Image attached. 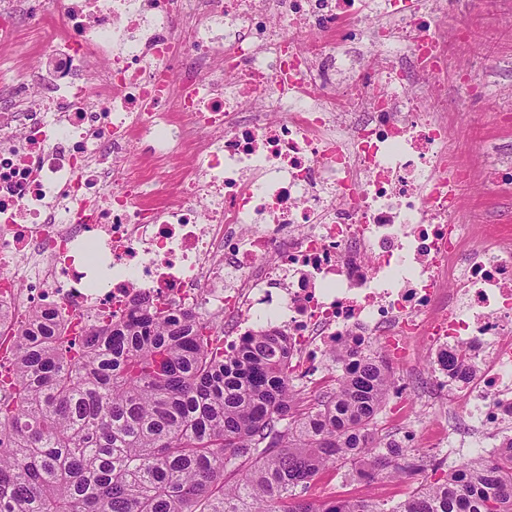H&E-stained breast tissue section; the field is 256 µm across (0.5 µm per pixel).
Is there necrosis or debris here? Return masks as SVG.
Segmentation results:
<instances>
[{"instance_id":"necrosis-or-debris-1","label":"necrosis or debris","mask_w":512,"mask_h":512,"mask_svg":"<svg viewBox=\"0 0 512 512\" xmlns=\"http://www.w3.org/2000/svg\"><path fill=\"white\" fill-rule=\"evenodd\" d=\"M512 0H60L21 86L0 83V309L70 335L144 292L237 348L288 336L290 376L334 387L337 348L412 367L467 431L512 436V232L476 242L449 106L476 4ZM146 144L151 165L132 160ZM167 172L157 184L155 170ZM95 246L88 275L78 252Z\"/></svg>"}]
</instances>
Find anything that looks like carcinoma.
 <instances>
[{
	"label": "carcinoma",
	"instance_id": "1",
	"mask_svg": "<svg viewBox=\"0 0 512 512\" xmlns=\"http://www.w3.org/2000/svg\"><path fill=\"white\" fill-rule=\"evenodd\" d=\"M217 334L145 293L80 336L49 313L17 329L0 369V512H512V437L393 505L306 498L336 464L426 470L374 431L389 365L367 357L304 406L281 331L250 330L232 353Z\"/></svg>",
	"mask_w": 512,
	"mask_h": 512
}]
</instances>
